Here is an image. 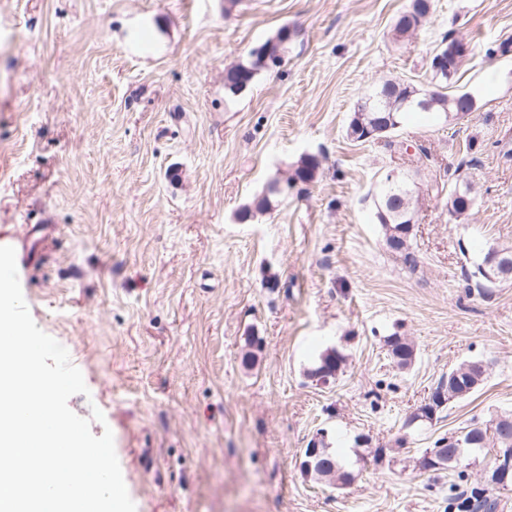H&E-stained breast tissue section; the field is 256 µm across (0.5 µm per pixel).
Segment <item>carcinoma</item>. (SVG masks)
Returning <instances> with one entry per match:
<instances>
[{
  "mask_svg": "<svg viewBox=\"0 0 512 512\" xmlns=\"http://www.w3.org/2000/svg\"><path fill=\"white\" fill-rule=\"evenodd\" d=\"M424 0H411L409 8L401 13L393 27L395 39H404L413 34L411 30V16L419 13L418 24H427L432 18V13L425 10L418 11V7ZM463 65V60L455 62L452 72L433 73L435 85L428 90H420L415 86L402 81L385 80L381 82L371 94L360 99L355 111L359 112L358 121L368 126L380 119L391 117L393 124L401 125L411 112H425L437 114L444 119L455 118L461 113L474 111L475 99L468 92H451L449 85L458 76ZM262 68L261 59L255 58L251 66L237 65L227 70L225 86L229 92L253 79L257 70ZM318 167L314 158L304 157L295 170L293 177L306 182L313 178ZM473 201V186L468 182L458 180L448 185V211L457 218L468 212L467 203ZM419 204V194L416 188V180L408 172L402 171L393 181H388L387 176H382L378 188L373 196L375 215L381 216L386 233L395 237L401 226L413 219ZM390 354L398 357L397 365L406 367L414 356V346L401 336H391L388 339ZM343 357L335 351H330L321 356L319 364L308 372L311 377L323 373L335 377L340 370ZM472 360L462 362L458 367V376L455 388L459 391L468 390L476 383L479 372L472 368ZM438 392L432 393L431 402L420 408V412L411 415L404 426L411 427L423 419H432L440 405L436 401ZM506 421L497 427L496 435L488 434V422L472 420L454 431L458 438L471 440L465 445L464 460H476L482 456L488 458L490 467H495L499 452L505 448L512 453V414L504 415ZM325 452L330 455V460L335 463V469L323 468L317 463H312L311 468L303 469L307 475L317 479H324L331 484L343 486L352 480V473L347 470L345 460L336 448H327ZM501 499L494 493V487L473 488L470 495L459 499L449 498V507H454L460 512H498Z\"/></svg>",
  "mask_w": 512,
  "mask_h": 512,
  "instance_id": "carcinoma-1",
  "label": "carcinoma"
}]
</instances>
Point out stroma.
<instances>
[{
	"label": "stroma",
	"mask_w": 512,
	"mask_h": 512,
	"mask_svg": "<svg viewBox=\"0 0 512 512\" xmlns=\"http://www.w3.org/2000/svg\"><path fill=\"white\" fill-rule=\"evenodd\" d=\"M408 3L0 0V246L83 375L70 409L112 430L137 512H447L456 474L424 472L423 452L512 414V281L484 297L467 279L482 249L512 248V0H433L397 41ZM284 27L281 66L228 96L226 69ZM448 33L472 48L455 88L476 111L414 115L390 146L349 137L383 80L433 87ZM308 155L313 178L292 181ZM393 168L424 194L412 267L373 213ZM457 177L474 188L461 219ZM331 350L341 373L310 378ZM472 358L490 365L480 388L405 427ZM314 445L351 460L349 485L302 472ZM424 1H426L424 6L430 12H427L426 10H423V11L420 10V12H419L420 20L417 19L416 24L426 25L427 23L430 22V20L432 18V11L430 10L431 3L429 1H431V0H411L409 8L398 16V18L394 24L392 31H393V35L396 40L409 37L416 31L415 29L411 30V22L412 21H411L410 16H413L415 12L419 11L418 7ZM459 186L458 198H453V192L456 187ZM473 186L469 182H460L456 179L450 185H448V211L456 218L465 216L468 212L467 202L472 203L473 201ZM465 214V215H464Z\"/></svg>",
	"instance_id": "1"
}]
</instances>
